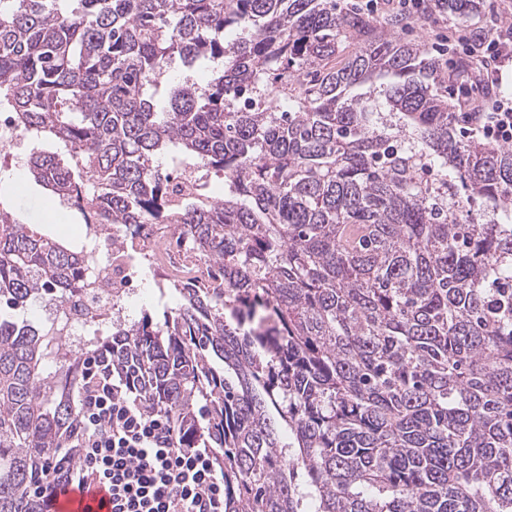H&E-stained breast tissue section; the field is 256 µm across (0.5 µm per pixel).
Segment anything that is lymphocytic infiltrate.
Here are the masks:
<instances>
[{"mask_svg":"<svg viewBox=\"0 0 512 512\" xmlns=\"http://www.w3.org/2000/svg\"><path fill=\"white\" fill-rule=\"evenodd\" d=\"M466 121L469 137L512 144V98L496 97ZM70 445L76 457L60 453L36 484L41 502L67 487L101 485L112 494V512H224L213 449L180 447L169 418L147 411L106 361L84 370Z\"/></svg>","mask_w":512,"mask_h":512,"instance_id":"lymphocytic-infiltrate-1","label":"lymphocytic infiltrate"}]
</instances>
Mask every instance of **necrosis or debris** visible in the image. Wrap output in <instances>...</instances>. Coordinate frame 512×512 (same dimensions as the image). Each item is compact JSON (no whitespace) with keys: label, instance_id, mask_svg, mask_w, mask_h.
I'll use <instances>...</instances> for the list:
<instances>
[{"label":"necrosis or debris","instance_id":"1","mask_svg":"<svg viewBox=\"0 0 512 512\" xmlns=\"http://www.w3.org/2000/svg\"><path fill=\"white\" fill-rule=\"evenodd\" d=\"M169 231L159 224L140 225L136 236L101 224H86L82 235L96 261L62 301L46 303L48 322L63 325V346L67 354L76 355L85 348V327L89 322H111L121 313L120 301L139 276V264L132 258L119 256L113 240L132 239L143 247L145 262L152 268L191 270L193 275L205 273L206 267L193 257L171 252L167 246Z\"/></svg>","mask_w":512,"mask_h":512}]
</instances>
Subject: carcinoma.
Masks as SVG:
<instances>
[{"mask_svg": "<svg viewBox=\"0 0 512 512\" xmlns=\"http://www.w3.org/2000/svg\"><path fill=\"white\" fill-rule=\"evenodd\" d=\"M407 23L347 0H0V103L74 162L34 151L29 174L96 224L173 226L221 280L167 283L162 317L60 362L51 330L0 318V512H43L96 357L214 449L224 512H512V144L459 136ZM206 59V83L163 84ZM87 254L0 210V306L61 300Z\"/></svg>", "mask_w": 512, "mask_h": 512, "instance_id": "carcinoma-1", "label": "carcinoma"}]
</instances>
